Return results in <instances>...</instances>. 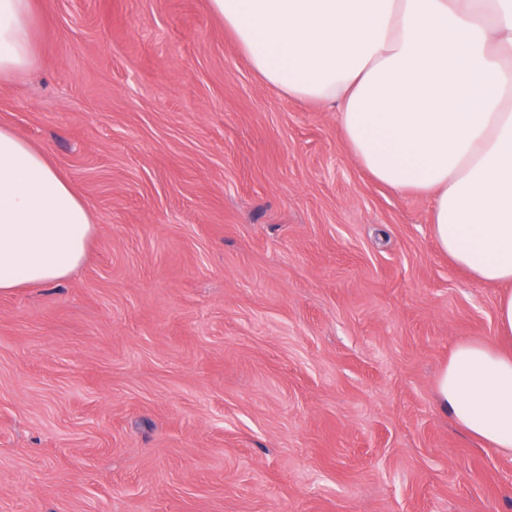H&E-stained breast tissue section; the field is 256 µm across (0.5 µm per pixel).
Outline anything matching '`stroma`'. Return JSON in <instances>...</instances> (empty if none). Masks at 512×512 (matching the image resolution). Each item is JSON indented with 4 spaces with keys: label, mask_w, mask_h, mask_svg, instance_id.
Instances as JSON below:
<instances>
[{
    "label": "stroma",
    "mask_w": 512,
    "mask_h": 512,
    "mask_svg": "<svg viewBox=\"0 0 512 512\" xmlns=\"http://www.w3.org/2000/svg\"><path fill=\"white\" fill-rule=\"evenodd\" d=\"M0 126L96 231L0 294V512H512V452L438 407L499 286L377 181L209 0H34Z\"/></svg>",
    "instance_id": "1"
}]
</instances>
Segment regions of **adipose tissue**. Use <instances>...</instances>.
<instances>
[{"label":"adipose tissue","instance_id":"adipose-tissue-1","mask_svg":"<svg viewBox=\"0 0 512 512\" xmlns=\"http://www.w3.org/2000/svg\"><path fill=\"white\" fill-rule=\"evenodd\" d=\"M209 2L268 85L336 112L377 182L432 199L449 261L500 286L499 345L457 344L437 399L512 450V0ZM32 15V0H0V79L35 64ZM93 231L48 158L0 128V293L68 278Z\"/></svg>","mask_w":512,"mask_h":512}]
</instances>
